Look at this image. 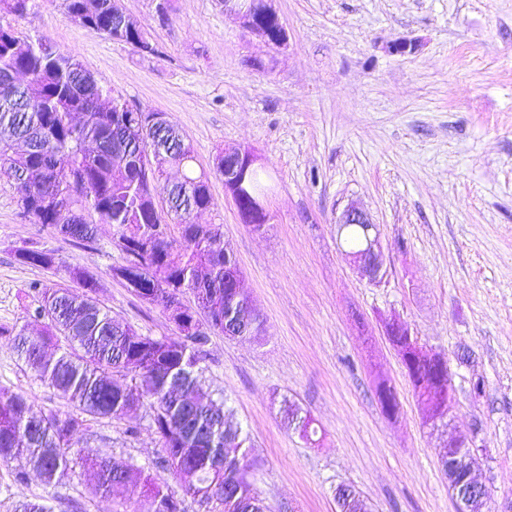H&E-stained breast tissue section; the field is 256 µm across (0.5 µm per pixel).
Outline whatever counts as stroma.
<instances>
[{
	"label": "stroma",
	"mask_w": 512,
	"mask_h": 512,
	"mask_svg": "<svg viewBox=\"0 0 512 512\" xmlns=\"http://www.w3.org/2000/svg\"><path fill=\"white\" fill-rule=\"evenodd\" d=\"M119 0L154 43L143 55L81 26L62 0H31L18 32L77 57L129 106L159 111L210 171L213 205L200 224L223 227L264 323L259 339L209 335L200 362L205 389L224 395L248 432L254 485L271 512H336L338 484L372 512H454L439 456L449 434L477 437L488 512H512V0H274L288 35L276 49L243 30L222 0ZM418 42L396 55L397 41ZM250 149L271 219L256 233L239 220L222 177L225 148ZM350 205L380 233L385 274L369 284L346 259L336 222ZM54 250L94 274L98 298L141 336H171L162 306L141 301L110 269L122 261L111 225L94 241L53 235L25 217L0 168V327L28 326L33 283L63 285L53 271L20 264L17 249ZM407 323L444 354L454 392L448 428L427 425L385 321ZM399 400L383 413L379 384ZM0 388L28 396L37 413L66 402L0 336ZM293 402L317 442L284 418ZM137 427L136 436L128 428ZM78 446L154 468L160 448L145 410L94 421ZM25 460L0 464V512L19 495H52L53 512H141L94 493L74 465L46 490Z\"/></svg>",
	"instance_id": "35a3bbf8"
}]
</instances>
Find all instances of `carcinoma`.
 <instances>
[{
  "label": "carcinoma",
  "instance_id": "1",
  "mask_svg": "<svg viewBox=\"0 0 512 512\" xmlns=\"http://www.w3.org/2000/svg\"><path fill=\"white\" fill-rule=\"evenodd\" d=\"M30 0H0V15L24 16ZM71 18L107 37L135 48L141 26L125 16L117 0H63ZM179 129L165 113L133 111L111 95L92 74L82 72L75 57L42 39L24 40L0 24V164L11 171L23 213L64 237L90 242L93 225L110 224L127 242L123 262L142 271L152 300L169 307L185 292L202 298V306L180 312L173 336H137L112 317L95 298L99 282L90 273L59 258L52 250L16 252L24 265L53 269L78 285L40 288L39 318L44 334L28 336L0 327L13 338L20 359L52 385L69 405L65 414L34 418L28 398L0 390V463L23 458L44 484L57 488L78 460L97 470L94 492L121 503L144 485L146 512H185L184 498L208 512H267L251 482L254 461L249 436L226 409L224 400L204 392L198 364L209 333L243 316L244 336L256 338L262 322L248 294L233 288V257L224 248L219 224H196L193 217L212 206L209 177L195 172L194 149L182 147ZM162 167H175L181 179L150 180L137 168L146 151ZM227 187L249 206L265 192L261 175L251 169L245 185ZM164 196L167 209L154 216L152 194ZM178 223L180 239L171 238L168 221ZM351 251L365 247V232L345 226ZM406 366L417 400L444 416L441 394L448 378L438 380L435 365L421 343L392 336ZM131 382L112 380L116 365ZM149 406V427L160 444L155 466L169 472L180 491L155 485L144 468L104 452L88 461L74 441L89 431L90 419L122 418ZM38 425H32L33 420ZM15 512H50L45 500L23 498Z\"/></svg>",
  "mask_w": 512,
  "mask_h": 512
}]
</instances>
